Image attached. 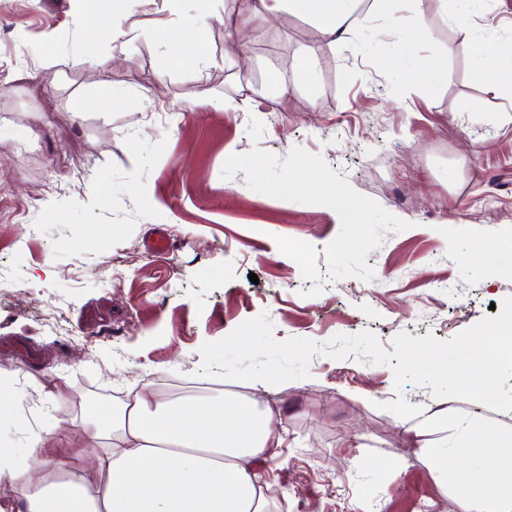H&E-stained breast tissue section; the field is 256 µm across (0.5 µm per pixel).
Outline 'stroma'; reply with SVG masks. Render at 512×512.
<instances>
[{"label":"stroma","instance_id":"1","mask_svg":"<svg viewBox=\"0 0 512 512\" xmlns=\"http://www.w3.org/2000/svg\"><path fill=\"white\" fill-rule=\"evenodd\" d=\"M239 0H182L106 15L136 21L124 50L102 37L84 50L73 0H0V379L11 401L0 448L24 457L61 423L71 445L85 419L104 415L140 387L147 370L168 397H219L222 389L268 398L288 446L266 471L269 512H461L412 448L436 432L435 413L474 414L512 432V413L407 385L417 417L386 411L393 371L369 359L314 356L308 378L267 387L198 377L203 343L268 313L276 340L326 344L373 331L385 350L402 332L447 340L512 296V279L472 262L479 243L512 249V93H490L472 74L485 60L462 41L468 26L512 42V0H477L465 22L426 0L425 40L399 41L378 22L315 58L289 106L274 77H298L305 46L319 43L301 17L256 20L248 57L227 63L224 24ZM209 17L200 44L210 63L174 65L163 83L155 23ZM439 58L448 83L402 86L406 69ZM265 90L260 140L251 112L225 97ZM86 109H78V101ZM262 148L320 155L358 193L409 222L389 232L367 263L373 280L347 277L308 291L279 236L314 245L319 269L340 220L329 207L275 199L249 188L225 160ZM81 154L82 169L64 167ZM165 234L170 249L148 250Z\"/></svg>","mask_w":512,"mask_h":512}]
</instances>
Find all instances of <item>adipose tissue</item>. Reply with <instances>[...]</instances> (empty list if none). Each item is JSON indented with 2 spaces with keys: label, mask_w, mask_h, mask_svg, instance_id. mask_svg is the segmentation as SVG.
<instances>
[{
  "label": "adipose tissue",
  "mask_w": 512,
  "mask_h": 512,
  "mask_svg": "<svg viewBox=\"0 0 512 512\" xmlns=\"http://www.w3.org/2000/svg\"><path fill=\"white\" fill-rule=\"evenodd\" d=\"M394 0H244L225 25L232 44L249 33L254 19L287 13L309 20L324 46L337 50L375 20L394 34L424 39L422 25L408 26ZM162 48L157 77L177 59L202 66L197 23H159ZM152 382L129 390L118 415L89 421L95 442L92 471L61 481L33 479L31 459L45 463L80 458L84 449L34 441L29 457L0 448V484L17 494L16 512H267L268 482L261 461L279 456L286 439L272 423V409L227 392L212 404L186 397H153ZM423 462L459 495L462 512H512V439L482 419L466 415L422 440Z\"/></svg>",
  "instance_id": "adipose-tissue-1"
}]
</instances>
